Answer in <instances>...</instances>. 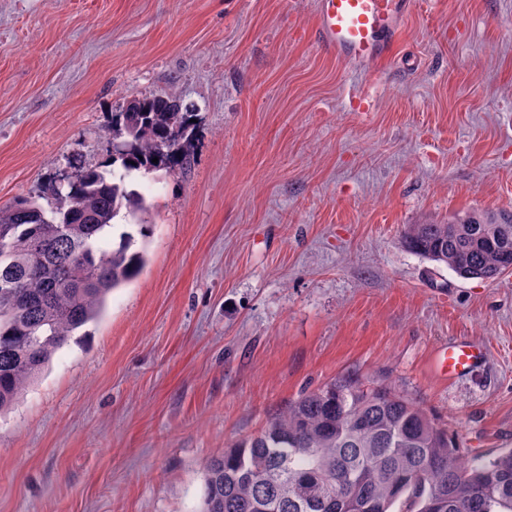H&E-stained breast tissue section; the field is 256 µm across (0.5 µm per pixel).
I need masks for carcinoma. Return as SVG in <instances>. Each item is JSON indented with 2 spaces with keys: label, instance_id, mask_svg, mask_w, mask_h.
Wrapping results in <instances>:
<instances>
[{
  "label": "carcinoma",
  "instance_id": "carcinoma-1",
  "mask_svg": "<svg viewBox=\"0 0 512 512\" xmlns=\"http://www.w3.org/2000/svg\"><path fill=\"white\" fill-rule=\"evenodd\" d=\"M192 117L169 95L135 99L117 115L123 151L112 168L68 181L61 207L24 197L0 206V272L10 267L24 296L0 299V413L143 270L132 233L111 249L100 243L120 212L145 208L144 195L127 188L133 176L188 167ZM402 243L463 279L493 280L512 270V209L410 224ZM72 259L97 280L72 283ZM399 503L409 512H512V448L470 460L422 408L344 379L301 396L212 458L201 512H395Z\"/></svg>",
  "mask_w": 512,
  "mask_h": 512
}]
</instances>
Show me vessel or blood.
<instances>
[{
	"label": "vessel or blood",
	"instance_id": "b4317fda",
	"mask_svg": "<svg viewBox=\"0 0 512 512\" xmlns=\"http://www.w3.org/2000/svg\"><path fill=\"white\" fill-rule=\"evenodd\" d=\"M405 0H316L315 36L323 48L356 67L389 56L403 22ZM476 342L462 338L441 347L435 356L440 373L458 378L485 362Z\"/></svg>",
	"mask_w": 512,
	"mask_h": 512
}]
</instances>
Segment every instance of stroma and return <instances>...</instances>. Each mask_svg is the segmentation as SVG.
I'll return each instance as SVG.
<instances>
[{
	"mask_svg": "<svg viewBox=\"0 0 512 512\" xmlns=\"http://www.w3.org/2000/svg\"><path fill=\"white\" fill-rule=\"evenodd\" d=\"M315 0H0V206L111 164L112 115L195 112L136 176L146 264L0 414V512H200L208 461L349 378L512 448V272L462 279L410 224L512 207V0H409L362 72ZM484 346L448 380L436 350Z\"/></svg>",
	"mask_w": 512,
	"mask_h": 512,
	"instance_id": "35a3bbf8",
	"label": "stroma"
}]
</instances>
